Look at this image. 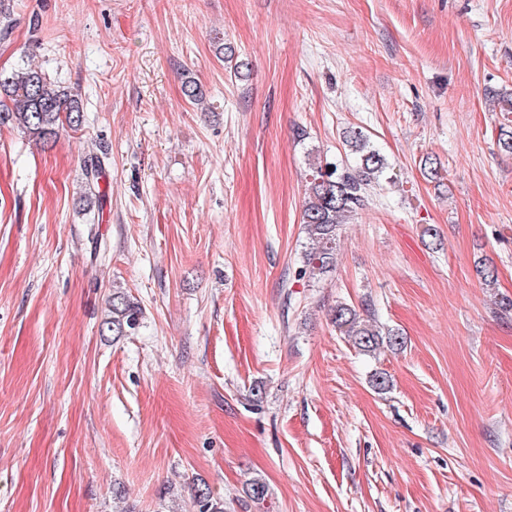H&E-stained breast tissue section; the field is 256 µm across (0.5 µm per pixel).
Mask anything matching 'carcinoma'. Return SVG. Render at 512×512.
Returning <instances> with one entry per match:
<instances>
[{
  "label": "carcinoma",
  "mask_w": 512,
  "mask_h": 512,
  "mask_svg": "<svg viewBox=\"0 0 512 512\" xmlns=\"http://www.w3.org/2000/svg\"><path fill=\"white\" fill-rule=\"evenodd\" d=\"M84 122L81 99L69 88L52 81L38 67L23 66L0 71V128L14 127L40 146L53 144L61 130L79 129ZM345 141L359 158L355 165L313 164L302 224L309 240L299 276L319 281L335 267L336 238L340 227L349 223L363 208L368 190L384 176L388 163L361 130L346 131ZM106 175L104 156L89 154L82 167L80 199L91 204L102 197L100 182ZM142 310L121 290L112 292L102 330L114 337L126 336L140 324ZM332 322L339 332L362 352L373 353L381 345H403L402 334L382 329L372 318H363L347 304L333 310ZM247 497L263 503L269 495L267 485L254 479L246 488ZM196 512H224V502L208 487L198 488L193 497Z\"/></svg>",
  "instance_id": "obj_1"
}]
</instances>
